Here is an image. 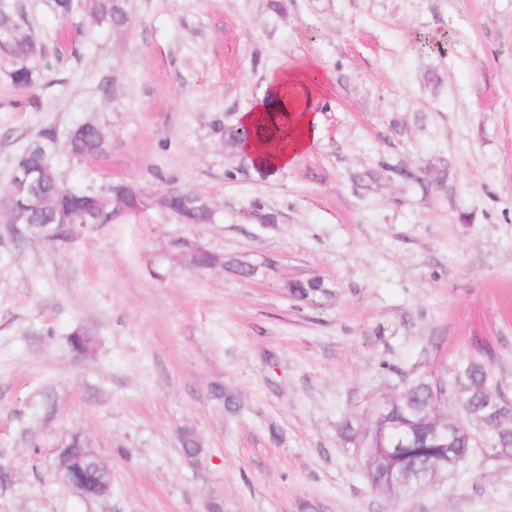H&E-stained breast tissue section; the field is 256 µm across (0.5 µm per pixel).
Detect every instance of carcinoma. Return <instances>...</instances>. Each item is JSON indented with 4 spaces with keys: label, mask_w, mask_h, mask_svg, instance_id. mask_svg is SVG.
I'll list each match as a JSON object with an SVG mask.
<instances>
[{
    "label": "carcinoma",
    "mask_w": 512,
    "mask_h": 512,
    "mask_svg": "<svg viewBox=\"0 0 512 512\" xmlns=\"http://www.w3.org/2000/svg\"><path fill=\"white\" fill-rule=\"evenodd\" d=\"M80 8L90 22L106 21L115 28L128 26L130 16L126 0H81ZM18 6H0V40L4 57L12 67L8 78L13 86L31 88L38 63H47V50L22 30ZM255 132L242 124L225 131V145L238 149L254 138ZM63 150L77 160L98 158L108 151V141L95 125H79L69 134ZM15 164L31 172L35 181L32 193L20 194L10 206V223L20 225V233L46 234L52 241H70L71 224H110L123 216L141 211L138 199L141 188L129 182L108 184L100 192L76 191L61 179L50 162L44 144L28 146ZM157 204L175 214L185 224H209L214 211L202 195L187 197L177 191L157 199ZM289 293L301 301L313 302L330 295L318 278L298 279L288 283ZM72 350L85 356L92 353L96 338L87 329L70 336ZM452 397L463 409L467 422L447 421L436 415L438 401ZM512 400L507 389L495 378L483 356L470 354L461 358L448 381L418 379L406 383L398 397L384 405L374 430L388 433L385 442H376L365 457V476L370 485L383 492L391 491L385 480L393 465L404 472L409 485L415 476L440 466L444 460L465 463L479 448L481 439L498 443L487 445L490 456L512 462V418L500 416L489 405L490 399ZM183 455L191 460L203 452L202 442L189 428L180 433ZM75 456L82 461L80 480L91 493L102 485H112V473L86 456L84 445H74Z\"/></svg>",
    "instance_id": "carcinoma-1"
}]
</instances>
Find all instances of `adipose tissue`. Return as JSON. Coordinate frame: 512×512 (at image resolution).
<instances>
[{
  "instance_id": "obj_1",
  "label": "adipose tissue",
  "mask_w": 512,
  "mask_h": 512,
  "mask_svg": "<svg viewBox=\"0 0 512 512\" xmlns=\"http://www.w3.org/2000/svg\"><path fill=\"white\" fill-rule=\"evenodd\" d=\"M333 80L322 72L317 62L301 59L287 69L270 72L266 78V95L248 111L240 113L239 121L250 128L275 127L272 139H253L243 150L260 168L289 166L306 151L313 138L315 116L313 106L332 89ZM290 86L297 93L282 99L281 90Z\"/></svg>"
}]
</instances>
